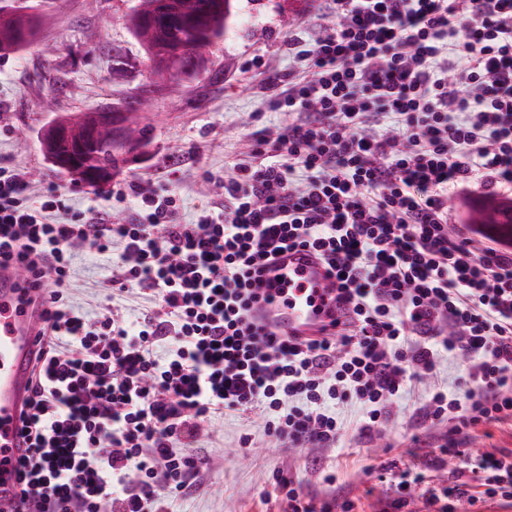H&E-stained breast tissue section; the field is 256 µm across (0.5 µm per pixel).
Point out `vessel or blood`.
I'll list each match as a JSON object with an SVG mask.
<instances>
[{"label":"vessel or blood","instance_id":"b4317fda","mask_svg":"<svg viewBox=\"0 0 512 512\" xmlns=\"http://www.w3.org/2000/svg\"><path fill=\"white\" fill-rule=\"evenodd\" d=\"M496 218L475 223L477 232L500 236V225L512 222V209L495 205ZM45 300L24 287L11 265H0V512H21L19 462L28 453L21 432L32 372L39 354L38 329ZM248 316L277 335L301 339L312 330L347 324L351 305L330 279L322 263L307 249H286L264 268Z\"/></svg>","mask_w":512,"mask_h":512}]
</instances>
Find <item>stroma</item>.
I'll return each instance as SVG.
<instances>
[{"label": "stroma", "mask_w": 512, "mask_h": 512, "mask_svg": "<svg viewBox=\"0 0 512 512\" xmlns=\"http://www.w3.org/2000/svg\"><path fill=\"white\" fill-rule=\"evenodd\" d=\"M137 0H0V9L37 20L32 41L0 52V165L27 172L35 187L57 186L70 211L105 205L130 183L162 188L181 200L183 223L193 224L206 206L221 205L225 162L247 158L253 134L288 122L273 110L260 86L268 73L294 66L287 41L296 30L317 34L332 24L330 0H238V20L216 42L192 77L155 82L142 45L126 20ZM56 92V105L42 102ZM146 102L150 144L143 159L126 166L109 185L72 184L54 172L40 147L42 127L56 113L122 107L129 97ZM117 255L76 252L69 306L91 318L105 305L101 285ZM467 366L440 357L431 380L406 392L379 430L362 432L359 407L339 410L345 430L336 447L284 453L271 447L259 413H229L214 421L201 448L208 465L199 488L176 497L169 512H282L276 476L292 478L314 504L352 501L354 512H375L379 499L395 495L389 472L420 466L441 442V428L417 408L432 383L457 391ZM251 434L253 448L239 438Z\"/></svg>", "instance_id": "1"}]
</instances>
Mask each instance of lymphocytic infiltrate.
I'll return each instance as SVG.
<instances>
[{
  "label": "lymphocytic infiltrate",
  "instance_id": "f902f5d3",
  "mask_svg": "<svg viewBox=\"0 0 512 512\" xmlns=\"http://www.w3.org/2000/svg\"><path fill=\"white\" fill-rule=\"evenodd\" d=\"M334 9L318 36L289 38V73L263 82L303 122L255 132L251 159L229 164L223 210L197 223H182L176 195L137 185L116 195H135L132 216L70 215L56 187L32 198L25 171L0 167V262L48 304L20 462V498L39 512H169L205 469L213 418L258 410L275 447L331 448L338 409L360 407L375 430L445 353L467 376L420 407L445 429L428 467L463 459L470 476L425 488L426 512L512 505V450L471 446L479 427L512 421V251L452 232L448 207L452 190L512 192V0ZM88 247L119 253L107 290L155 307L133 322L115 306L76 314L66 290ZM296 247L336 278L352 328L298 341L247 320L258 273Z\"/></svg>",
  "mask_w": 512,
  "mask_h": 512
}]
</instances>
